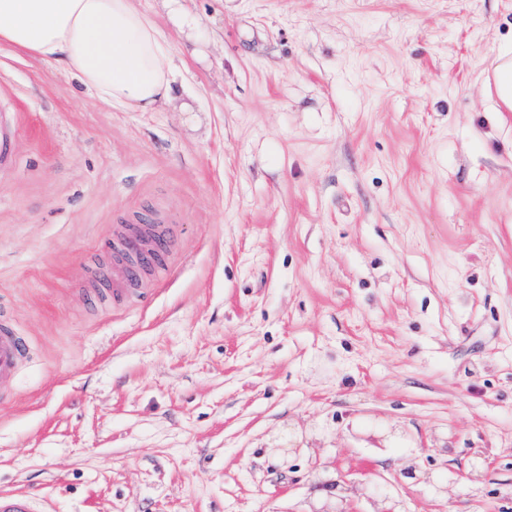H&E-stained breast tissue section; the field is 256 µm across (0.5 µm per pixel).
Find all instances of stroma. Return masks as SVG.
Instances as JSON below:
<instances>
[{"instance_id": "35a3bbf8", "label": "stroma", "mask_w": 512, "mask_h": 512, "mask_svg": "<svg viewBox=\"0 0 512 512\" xmlns=\"http://www.w3.org/2000/svg\"><path fill=\"white\" fill-rule=\"evenodd\" d=\"M155 112L0 44V489L53 512H512V0H188ZM138 224L173 273L122 310ZM493 77L498 99L512 110V57L507 49L500 54ZM14 124L15 115L7 110H2L0 113V164L6 165L12 160L14 149L12 129ZM30 350L24 337L0 321V382L13 378L29 360Z\"/></svg>"}]
</instances>
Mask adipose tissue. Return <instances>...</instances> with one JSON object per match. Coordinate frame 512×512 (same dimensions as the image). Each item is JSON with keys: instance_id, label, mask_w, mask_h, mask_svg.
I'll use <instances>...</instances> for the list:
<instances>
[{"instance_id": "obj_1", "label": "adipose tissue", "mask_w": 512, "mask_h": 512, "mask_svg": "<svg viewBox=\"0 0 512 512\" xmlns=\"http://www.w3.org/2000/svg\"><path fill=\"white\" fill-rule=\"evenodd\" d=\"M59 65L106 108L152 112L177 71L138 0H0V44Z\"/></svg>"}]
</instances>
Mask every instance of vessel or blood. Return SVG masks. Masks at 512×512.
Listing matches in <instances>:
<instances>
[{
	"mask_svg": "<svg viewBox=\"0 0 512 512\" xmlns=\"http://www.w3.org/2000/svg\"><path fill=\"white\" fill-rule=\"evenodd\" d=\"M13 113H0V164L9 163L13 157ZM120 246L123 251L143 255L142 263L116 265L112 270V303L116 306L129 304L141 294L150 292L153 285L152 261L166 254L167 240L163 231L145 224L124 237ZM30 357L24 337L13 327L0 322V382L13 378ZM0 512H37L34 499L21 490L0 491Z\"/></svg>",
	"mask_w": 512,
	"mask_h": 512,
	"instance_id": "b4317fda",
	"label": "vessel or blood"
}]
</instances>
